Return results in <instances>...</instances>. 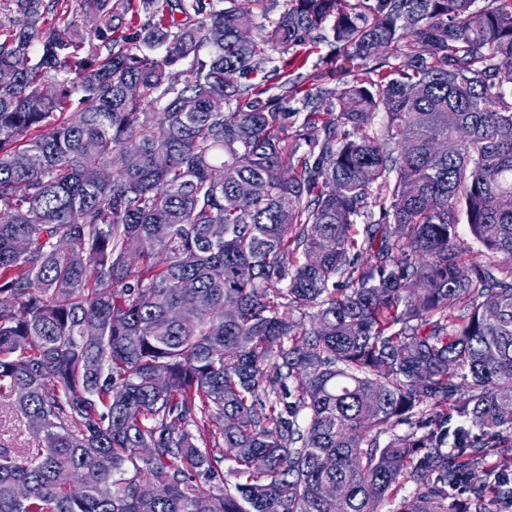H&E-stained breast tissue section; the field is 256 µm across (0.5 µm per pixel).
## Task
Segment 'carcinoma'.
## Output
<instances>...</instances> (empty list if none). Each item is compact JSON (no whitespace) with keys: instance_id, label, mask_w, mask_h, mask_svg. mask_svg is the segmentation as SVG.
Masks as SVG:
<instances>
[{"instance_id":"cac0c4a2","label":"carcinoma","mask_w":512,"mask_h":512,"mask_svg":"<svg viewBox=\"0 0 512 512\" xmlns=\"http://www.w3.org/2000/svg\"><path fill=\"white\" fill-rule=\"evenodd\" d=\"M59 2L0 18V512L512 509V0ZM291 54H278L271 51H267L265 54L255 57V63L258 66V73L255 81H259L263 76L269 74V71L273 67H279L280 70H289L293 66L289 64L291 60Z\"/></svg>"}]
</instances>
